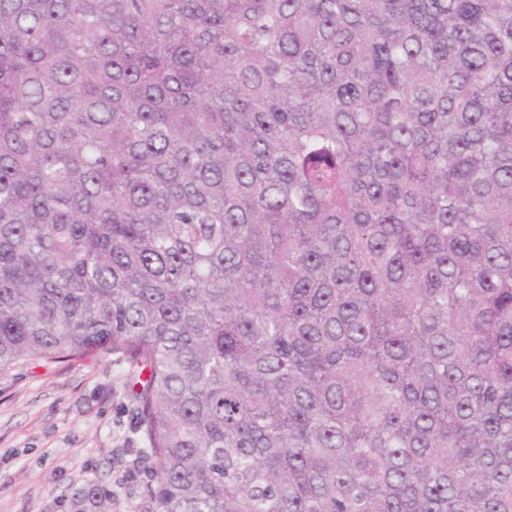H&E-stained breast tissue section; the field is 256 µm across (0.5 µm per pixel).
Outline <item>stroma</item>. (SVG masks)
<instances>
[{"mask_svg":"<svg viewBox=\"0 0 512 512\" xmlns=\"http://www.w3.org/2000/svg\"><path fill=\"white\" fill-rule=\"evenodd\" d=\"M114 358L31 360L0 375V512H57L87 482L112 512H146L151 461Z\"/></svg>","mask_w":512,"mask_h":512,"instance_id":"35a3bbf8","label":"stroma"}]
</instances>
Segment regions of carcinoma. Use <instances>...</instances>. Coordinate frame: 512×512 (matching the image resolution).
<instances>
[{
	"instance_id": "cac0c4a2",
	"label": "carcinoma",
	"mask_w": 512,
	"mask_h": 512,
	"mask_svg": "<svg viewBox=\"0 0 512 512\" xmlns=\"http://www.w3.org/2000/svg\"><path fill=\"white\" fill-rule=\"evenodd\" d=\"M111 356L151 512H512V0H0V374Z\"/></svg>"
}]
</instances>
